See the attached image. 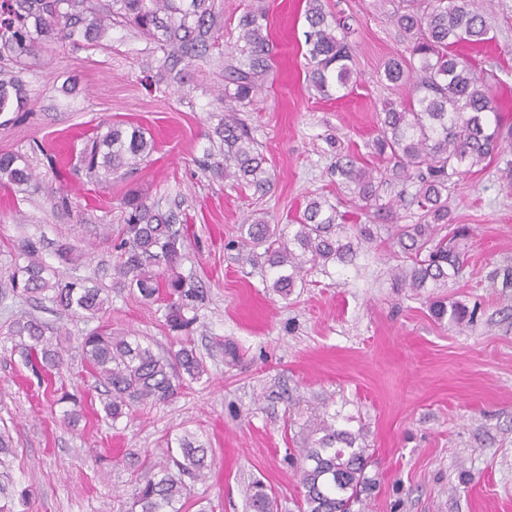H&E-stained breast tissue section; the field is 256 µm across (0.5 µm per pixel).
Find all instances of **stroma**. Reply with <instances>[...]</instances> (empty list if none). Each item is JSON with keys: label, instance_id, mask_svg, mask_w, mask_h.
Returning a JSON list of instances; mask_svg holds the SVG:
<instances>
[{"label": "stroma", "instance_id": "35a3bbf8", "mask_svg": "<svg viewBox=\"0 0 512 512\" xmlns=\"http://www.w3.org/2000/svg\"><path fill=\"white\" fill-rule=\"evenodd\" d=\"M249 2L215 0L221 49L193 61L182 87L169 84L163 53L144 72L145 42L121 25L100 49L45 42L27 60V110L15 121L0 119V152L27 154L38 179L0 194V279L23 237L41 240L60 279L92 276L107 288L113 330L147 337L163 351L187 342L208 373L167 402L104 421L102 388L80 347L96 320L0 288V424L13 438L0 462V504L26 489L28 506L16 503L14 512H127L136 479L190 432L208 447L209 470L180 512H250L244 490L256 480L271 493L274 512H303L302 450L332 419L370 456L366 473L376 487L362 512H512V291L488 285L489 273L512 260V147L448 182L452 223L472 229L459 276L431 295L393 287L398 259L389 229L415 223L417 211L397 205L376 216L334 166L350 154L379 167L371 152L378 114L385 101L408 98L407 86L389 83L384 68L409 58L408 42L384 0H324L355 24L349 86L323 97L304 59L306 0H266L271 67L254 102L237 114L275 176L274 190L258 197L197 164L205 132L224 114L225 67ZM471 7L486 14L491 38L461 52L494 87L498 120L510 131L512 0H471ZM113 120L142 126L156 148L105 186L79 168L77 155L98 125ZM59 189L68 207L54 206ZM131 190L165 208L180 205L191 218L178 270L199 281L204 297L182 337L168 330L163 305L112 285L111 232ZM314 198L336 205L349 223L378 224V234L356 265L309 269L283 298L264 267L238 263L227 244L245 217L288 224ZM60 241L75 248L76 264L58 263ZM435 296L478 305L477 322L438 321ZM29 314L68 335L62 364L45 380L8 334ZM66 392L80 400L75 425L62 418Z\"/></svg>", "mask_w": 512, "mask_h": 512}]
</instances>
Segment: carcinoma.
Instances as JSON below:
<instances>
[{
	"mask_svg": "<svg viewBox=\"0 0 512 512\" xmlns=\"http://www.w3.org/2000/svg\"><path fill=\"white\" fill-rule=\"evenodd\" d=\"M397 29L409 39V61L392 60L384 69L387 81L411 88L405 102L387 101L379 115L372 149L385 168L375 173L348 156L336 159V172L355 185L367 206L385 208L381 191L398 186V202L415 205L421 223L396 226L395 244L405 264L392 269L398 288L420 292L438 286L459 273L471 236L467 224H455L438 237L437 226L448 223L443 191L448 179L462 177L479 163L501 152L505 139L497 115L495 94L481 81L458 47L488 40L485 16L469 7V0H400L390 13ZM305 45L309 78L322 95L347 88L351 77L349 18L329 12L321 0H307ZM126 24L146 40L152 55L163 52L173 62L170 79L182 85L187 74L176 69L183 60L207 56L216 45L212 0H0V114L24 112L28 104L20 65L40 41L69 42L97 47L115 24ZM266 0H251L238 19L233 51L236 64L226 79L224 111L250 104L258 92L259 78L269 70L271 50ZM211 144L203 150L199 166L212 176L231 179L263 197L275 186L266 159L254 147L241 122L222 119L207 134ZM155 150L153 139L140 126L113 122L97 128L81 152L89 173L101 184L125 168L140 164ZM37 179L29 159L12 152L0 153V188L26 185ZM123 225L116 234L115 286L137 288L146 300L166 302L169 331L181 333L196 321L192 315L202 294L194 277L176 271L183 257L188 216L180 206L163 208L129 193L122 197ZM373 240L369 224H347L334 207L310 201L292 224H272L266 218H249L240 225L238 239L228 247L238 251L241 263L262 261L270 271L272 288L282 297L292 294L309 265L354 263L360 249ZM263 249L257 253L256 249ZM6 287L21 296L47 299L66 315L95 318L106 311L109 298L90 279L64 281L40 256V241L27 237L19 246ZM490 287L512 288V262L497 269ZM435 318L457 326L477 321L478 307L437 299ZM10 335L19 338L26 361H36L49 372L63 361L62 349L51 331L35 317L13 322ZM81 349L92 375L104 388L102 410L116 421L137 405L161 403L177 394L184 378L199 380L207 373L196 351L180 344L178 350L160 354L151 343L112 331L102 322L81 338ZM323 436L306 449L313 466L301 472L304 512H354L361 496L373 488L366 476V449L355 447L357 437L323 424ZM208 449L187 434L154 464L152 476L138 483L131 512H179L175 504L186 496L188 482L206 478ZM251 512H272L266 485L256 481L246 487Z\"/></svg>",
	"mask_w": 512,
	"mask_h": 512,
	"instance_id": "cac0c4a2",
	"label": "carcinoma"
}]
</instances>
